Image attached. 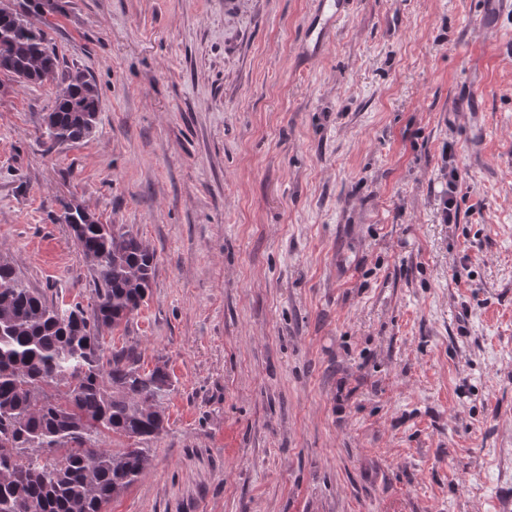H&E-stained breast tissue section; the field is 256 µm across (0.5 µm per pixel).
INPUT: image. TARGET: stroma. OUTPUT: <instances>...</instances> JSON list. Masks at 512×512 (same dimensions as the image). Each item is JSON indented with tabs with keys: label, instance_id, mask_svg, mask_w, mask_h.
<instances>
[{
	"label": "stroma",
	"instance_id": "stroma-1",
	"mask_svg": "<svg viewBox=\"0 0 512 512\" xmlns=\"http://www.w3.org/2000/svg\"><path fill=\"white\" fill-rule=\"evenodd\" d=\"M62 3L97 127L0 74V258L91 305L67 203L155 252L105 341L174 390L105 512H512V7L351 0L307 62L316 0ZM100 112L97 86L83 70H70L57 85L50 112L42 116L43 133L54 145L76 143L90 137Z\"/></svg>",
	"mask_w": 512,
	"mask_h": 512
}]
</instances>
